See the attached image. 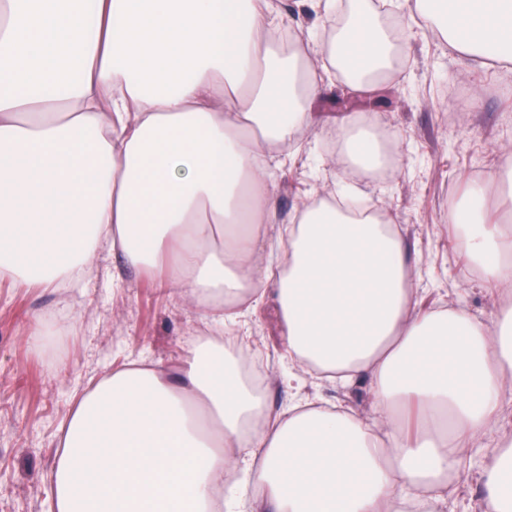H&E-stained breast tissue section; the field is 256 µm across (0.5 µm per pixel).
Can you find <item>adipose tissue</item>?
<instances>
[{
	"label": "adipose tissue",
	"mask_w": 512,
	"mask_h": 512,
	"mask_svg": "<svg viewBox=\"0 0 512 512\" xmlns=\"http://www.w3.org/2000/svg\"><path fill=\"white\" fill-rule=\"evenodd\" d=\"M415 0L459 55L512 62V0ZM344 15L327 62L269 38L273 0H0V280L57 288L101 249L234 325L273 295L292 363L365 381L371 416L295 403L272 412L223 333L179 365L131 361L60 429L53 512H237L224 478L254 477L250 512H439L450 475L475 467L481 512H512V443L486 442L512 403V305L494 324L420 307L406 246L377 205L296 213L285 260L264 259L275 216L268 159L319 122L322 73L355 94L391 77L398 46L373 0H317ZM349 162L384 155L342 120ZM499 175L449 208L478 281L512 290V201Z\"/></svg>",
	"instance_id": "1"
}]
</instances>
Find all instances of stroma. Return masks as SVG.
Masks as SVG:
<instances>
[{
	"label": "stroma",
	"mask_w": 512,
	"mask_h": 512,
	"mask_svg": "<svg viewBox=\"0 0 512 512\" xmlns=\"http://www.w3.org/2000/svg\"><path fill=\"white\" fill-rule=\"evenodd\" d=\"M285 29L313 30L314 51H324L328 17L309 0H275ZM404 24L388 88L374 97L352 95L331 77L321 109L328 122L304 134L296 153L271 164L277 185L276 216L265 227L269 259L282 253L283 230L313 195L335 192L347 178L358 197L384 206L398 225L424 308L462 306L491 322L497 293L473 279L452 245L448 204L464 181L491 175L512 156V63L457 54L418 19L384 16ZM370 115L394 143L398 169L378 178L346 173L339 116ZM118 258L100 253L96 276L56 290L20 291L0 282V512H51L49 479L58 429L75 400L108 372L133 359L177 365L184 347L208 328L189 297L157 288L125 269L113 281ZM37 319L51 323L55 341L38 348L30 337ZM248 358L264 363L263 393L270 410L316 400L369 417L366 384L341 385L281 354L271 303L234 328Z\"/></svg>",
	"instance_id": "obj_1"
}]
</instances>
